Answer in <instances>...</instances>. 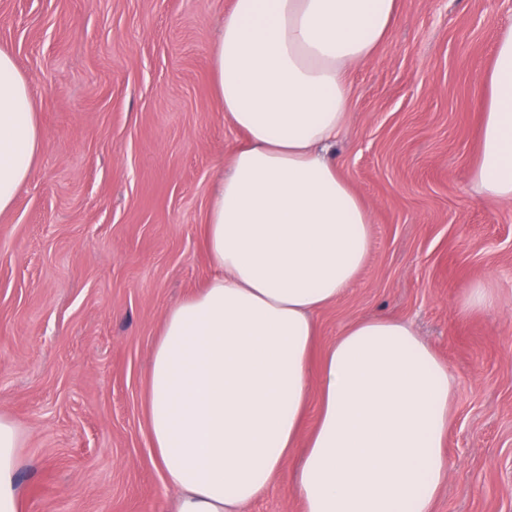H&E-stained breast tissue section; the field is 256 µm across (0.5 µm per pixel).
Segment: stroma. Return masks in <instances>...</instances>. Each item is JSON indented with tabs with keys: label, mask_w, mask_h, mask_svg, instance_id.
<instances>
[{
	"label": "stroma",
	"mask_w": 512,
	"mask_h": 512,
	"mask_svg": "<svg viewBox=\"0 0 512 512\" xmlns=\"http://www.w3.org/2000/svg\"><path fill=\"white\" fill-rule=\"evenodd\" d=\"M232 0H0V48L43 146L0 215V415L26 440L24 512H174L145 428L166 312L212 274L203 224L242 135L210 67ZM512 0H398L348 67L331 153L370 213L356 281L315 313L316 355L356 320L414 326L456 379L433 512H512V202L480 196L483 73ZM501 301L467 312L476 283Z\"/></svg>",
	"instance_id": "stroma-1"
}]
</instances>
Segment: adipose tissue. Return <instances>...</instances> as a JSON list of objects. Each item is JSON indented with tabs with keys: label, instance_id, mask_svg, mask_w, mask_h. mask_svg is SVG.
I'll use <instances>...</instances> for the list:
<instances>
[{
	"label": "adipose tissue",
	"instance_id": "ef3b65f1",
	"mask_svg": "<svg viewBox=\"0 0 512 512\" xmlns=\"http://www.w3.org/2000/svg\"><path fill=\"white\" fill-rule=\"evenodd\" d=\"M397 9L398 0H234L224 16L212 76L243 140L208 203L216 274L167 312L146 402L177 512H242L285 475L302 512H433L447 480L455 378L407 323L358 320L311 369L314 315L369 252V213L328 154L346 126L345 69L372 57ZM486 82L472 181L510 202L512 25ZM41 150L31 84L0 49V215ZM23 440L1 415L0 512H23Z\"/></svg>",
	"mask_w": 512,
	"mask_h": 512
}]
</instances>
